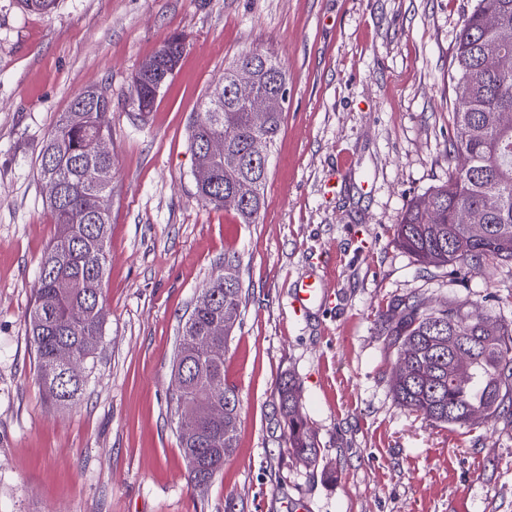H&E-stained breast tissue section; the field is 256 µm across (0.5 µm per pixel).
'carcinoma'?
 Listing matches in <instances>:
<instances>
[{"label": "carcinoma", "mask_w": 512, "mask_h": 512, "mask_svg": "<svg viewBox=\"0 0 512 512\" xmlns=\"http://www.w3.org/2000/svg\"><path fill=\"white\" fill-rule=\"evenodd\" d=\"M56 0H19L29 13L51 11ZM495 27L485 26V17ZM497 42L498 55L488 57L483 47ZM183 40L171 36L157 54H171L174 64L162 68L164 82L173 77L184 53ZM236 65H252L259 86L267 93L286 90V72L269 51L240 57ZM234 68L224 71L223 98L205 96L201 112L189 128L194 161L208 162L199 144L212 135L224 137V161L215 163L217 183L196 188L199 200L212 209L234 211L240 223H257L264 206L267 166L253 162L250 146L255 137L266 145L281 130L282 113H275L263 129L255 128L248 112L229 96ZM454 109L453 155L471 161L468 170H448V180L410 201L396 224L399 245L422 264L452 267L465 276L495 261L512 263V0H477L455 34L452 57ZM154 76L134 78L129 105L139 114L152 110L156 92ZM112 108L104 90L78 93L67 111L46 135L38 174L53 178L59 195L47 200L55 235L39 261L40 288L29 315L28 330L36 351L43 391L58 409L78 403L85 379L71 376L56 360L62 347L86 361L96 353L105 328L102 283L106 266L109 215L87 206V197L112 190V154H100L95 142L110 136L99 123L100 111ZM250 187L247 198L236 197ZM499 201L494 209L485 200ZM466 210L471 223L457 224L456 209ZM206 290L210 300L195 303L182 326L181 337L202 341L216 326L241 313L242 288L239 260L224 256V273L216 274ZM388 345L394 349L401 371L393 373L391 388L399 405L425 419L448 426L476 429L487 420L512 409V323L492 316L481 322L468 319L466 303L448 301L430 308L413 295L401 302L398 317L383 320ZM186 363L184 389L172 396L175 412L185 405L200 406L207 388L224 389V421L201 418L197 438L180 443L185 457L198 468L188 469L187 481L198 485L211 479L237 448L239 398L224 383V361L209 356L208 346L194 352L177 349L174 362ZM279 409L286 426L285 447L296 461L314 465L320 452L315 430L301 412L295 376H282L276 385Z\"/></svg>", "instance_id": "carcinoma-1"}]
</instances>
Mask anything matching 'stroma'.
<instances>
[{
    "instance_id": "35a3bbf8",
    "label": "stroma",
    "mask_w": 512,
    "mask_h": 512,
    "mask_svg": "<svg viewBox=\"0 0 512 512\" xmlns=\"http://www.w3.org/2000/svg\"><path fill=\"white\" fill-rule=\"evenodd\" d=\"M476 0H0V512H512V414L451 428L400 406L381 316L411 294L512 322V264L450 275L402 249L410 200L447 181L456 31ZM180 68L146 116L131 80L171 35ZM284 66L288 98L258 223L199 200L189 125L246 52ZM107 89L114 160L106 323L84 395L41 387L26 318L55 233L38 162L71 99ZM238 256L243 307L224 351L237 448L187 484L173 358L202 288ZM332 302L302 316L294 285ZM293 374L316 465L285 452L275 383ZM321 302L331 299L322 289V282L320 281H301L294 290L291 301V306L296 315H300L310 305L314 304L318 298Z\"/></svg>"
}]
</instances>
